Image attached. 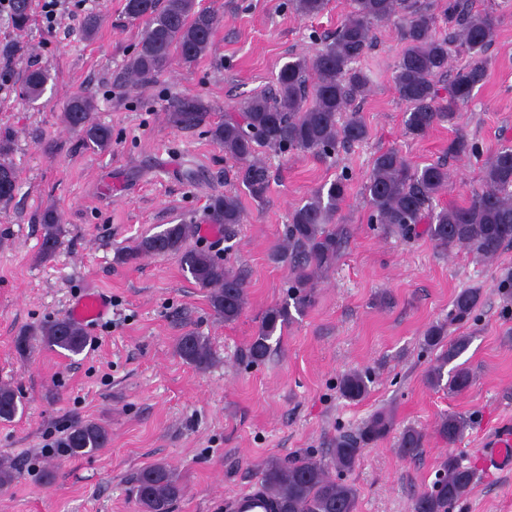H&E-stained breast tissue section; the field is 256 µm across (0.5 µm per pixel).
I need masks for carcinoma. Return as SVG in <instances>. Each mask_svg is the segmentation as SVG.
Here are the masks:
<instances>
[{"mask_svg":"<svg viewBox=\"0 0 512 512\" xmlns=\"http://www.w3.org/2000/svg\"><path fill=\"white\" fill-rule=\"evenodd\" d=\"M9 21L18 32L33 21L32 0H12ZM299 17H315L324 12L327 0H289ZM127 19L142 25L140 39L125 70L135 83L146 86L165 72L174 59L190 64L203 56L211 43L220 17L200 7L197 0H125ZM444 16L448 31L436 30V21L419 0H352V10L335 32L322 40L311 57L302 56L285 64L273 88L225 114L224 120L209 125L212 142L224 155L238 163L236 179L257 200L266 197L269 173L261 149L281 153L293 150L320 156L364 141L368 129L353 109L356 101L371 91L367 75L355 64L373 44L375 24L395 20L404 44L392 81L399 99L406 104V130L415 137L426 135L442 123L458 118V104L469 99L486 76L485 54L494 41L496 20L492 13L477 12L469 0H446ZM99 28L95 15L85 16L79 33L93 39ZM455 43L470 61L451 76L448 103L437 100L436 83L448 72V45ZM51 80L48 69H28L19 81L18 95L34 104L46 92ZM96 102L89 91L68 97L62 107V121L78 135L86 148L106 150L112 143L109 126L92 119ZM210 106L197 95L180 96L170 105L171 119L183 130L207 123ZM13 150L10 132L0 133V205H8L17 190V175L9 155ZM448 150L458 157H479L476 143L459 134ZM448 186V168L442 163L411 167L396 150H386L373 159L364 194L370 208L369 221L385 233L408 236L419 224L426 225L427 236L447 248L464 246L484 258L496 256L504 245L512 244V145L499 148L483 164V183L461 205L431 210L434 196ZM349 189L348 178L340 175L328 186L317 189L304 204L289 214L281 242L270 258L289 268L292 279L285 302L267 309L256 336L244 356L259 364L271 352L273 337L304 315L315 302L313 288L320 274L327 272L341 257L348 239V228L335 223ZM43 238L40 256H55L64 226L57 214L44 210L39 216ZM204 222L228 232L243 223L239 196L230 192L211 196ZM194 232L191 224H171L160 232L142 237L134 246L117 252L122 264L137 262L144 256H176L182 268L200 287L209 289V304L214 315L226 323L236 321L247 304L245 279L224 260L205 249H190L186 240ZM481 297L477 288L460 291L453 301L452 319L470 318ZM50 348L72 355L81 354L87 345L82 328L67 319H57L25 331L15 339L21 357L31 348L34 337ZM468 340L459 337L445 343V326H431L424 345L438 349L436 363L426 374L429 386L461 392L470 385L469 371L458 365L445 375L448 363L466 348ZM179 356L197 369L212 364L209 339L187 333L177 343ZM368 379L361 372L345 375L340 381L342 395L351 401L363 398ZM21 397L9 385H0V422L14 420ZM466 421L454 415L441 419L437 433L448 443L459 440ZM393 428L392 416L373 415L355 434L336 440L331 459L336 471L348 472L356 466L362 449L386 437ZM425 435L414 427L405 428L398 441V454L414 457L423 447ZM108 443V431L95 421H77L58 442L73 456H89ZM262 488L274 504V512H356L357 492L342 479L329 475L327 465L310 455L288 460L270 459L259 469ZM472 483V472L450 456L437 469L435 480L426 492L416 497L413 512H450ZM184 493L178 475L158 463L143 469L136 479L135 494L142 512H170L172 503Z\"/></svg>","mask_w":512,"mask_h":512,"instance_id":"1","label":"carcinoma"}]
</instances>
